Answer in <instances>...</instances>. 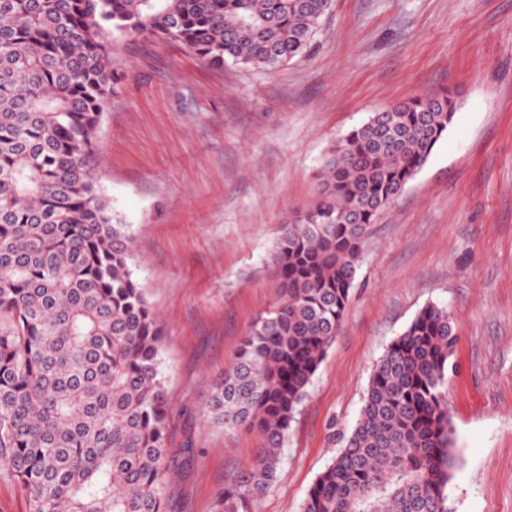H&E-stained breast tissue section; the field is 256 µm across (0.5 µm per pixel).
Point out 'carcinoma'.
<instances>
[{"mask_svg":"<svg viewBox=\"0 0 512 512\" xmlns=\"http://www.w3.org/2000/svg\"><path fill=\"white\" fill-rule=\"evenodd\" d=\"M332 0H0V477L27 512H169L173 413L161 322L133 276L126 225L100 186L96 136L117 37L178 42L210 65L303 56ZM458 102L444 91L338 139L315 201L268 259L280 296L204 414L263 442L214 512H249L339 332L368 227L424 166ZM458 336L428 305L373 366L360 416L301 512H454L459 465L442 391Z\"/></svg>","mask_w":512,"mask_h":512,"instance_id":"obj_1","label":"carcinoma"}]
</instances>
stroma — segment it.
Masks as SVG:
<instances>
[{
	"instance_id": "obj_1",
	"label": "stroma",
	"mask_w": 512,
	"mask_h": 512,
	"mask_svg": "<svg viewBox=\"0 0 512 512\" xmlns=\"http://www.w3.org/2000/svg\"><path fill=\"white\" fill-rule=\"evenodd\" d=\"M97 135L101 189L164 329L169 512H213L262 441L202 408L279 288L267 258L316 197L330 147L367 113L448 89L459 106L372 227L340 332L255 512H300L355 426L371 370L427 305L458 333L445 391L462 458L457 512H512V0H333L308 53L275 70L208 65L120 38ZM193 441L185 460L181 448Z\"/></svg>"
}]
</instances>
